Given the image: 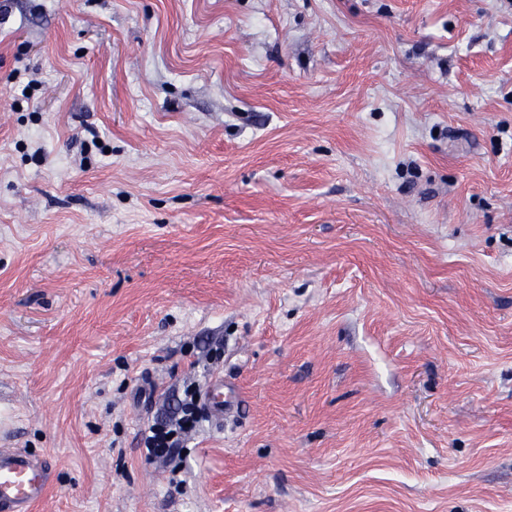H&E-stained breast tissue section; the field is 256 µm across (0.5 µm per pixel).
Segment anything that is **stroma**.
Wrapping results in <instances>:
<instances>
[{"label": "stroma", "instance_id": "stroma-1", "mask_svg": "<svg viewBox=\"0 0 512 512\" xmlns=\"http://www.w3.org/2000/svg\"><path fill=\"white\" fill-rule=\"evenodd\" d=\"M0 448L34 512H512V0H0ZM225 390V391H224ZM237 397L234 388L224 386V378L215 376L212 378L203 393V402L208 415L216 421L224 420V409L232 406ZM180 412L168 419L154 421L141 429L139 444L148 458L164 459L177 448H183L189 435L194 433L204 419V410L196 385L183 392ZM190 423V426H187ZM51 465L18 448H0V511L31 512L47 492Z\"/></svg>", "mask_w": 512, "mask_h": 512}]
</instances>
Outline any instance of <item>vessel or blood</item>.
I'll return each instance as SVG.
<instances>
[{
  "mask_svg": "<svg viewBox=\"0 0 512 512\" xmlns=\"http://www.w3.org/2000/svg\"><path fill=\"white\" fill-rule=\"evenodd\" d=\"M236 397V390L225 387L223 378L217 376L210 380L203 402L208 415L220 422ZM50 471L48 460L18 448H0V512H32L47 492Z\"/></svg>",
  "mask_w": 512,
  "mask_h": 512,
  "instance_id": "vessel-or-blood-1",
  "label": "vessel or blood"
}]
</instances>
